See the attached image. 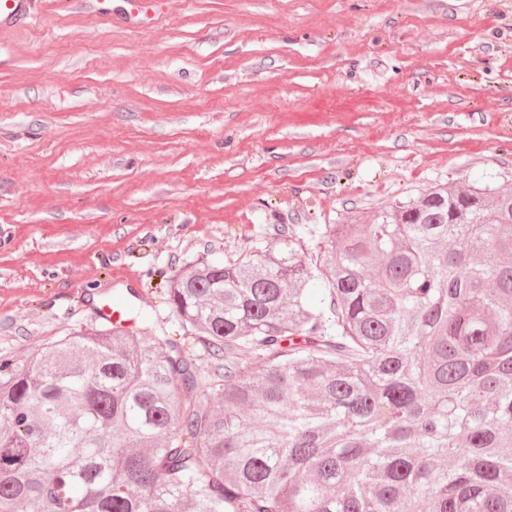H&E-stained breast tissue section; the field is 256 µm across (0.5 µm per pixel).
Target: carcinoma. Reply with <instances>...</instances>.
I'll list each match as a JSON object with an SVG mask.
<instances>
[{"mask_svg":"<svg viewBox=\"0 0 512 512\" xmlns=\"http://www.w3.org/2000/svg\"><path fill=\"white\" fill-rule=\"evenodd\" d=\"M323 252V306L293 240L170 281L215 407L116 324L1 361L0 512H512V193L436 186ZM184 356L200 373L201 379H199V385L201 386V391H210L208 384L209 377L214 371L215 363H217L215 356H213L210 350L205 347L204 343L199 340L191 346L186 347Z\"/></svg>","mask_w":512,"mask_h":512,"instance_id":"obj_1","label":"carcinoma"}]
</instances>
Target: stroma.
<instances>
[{"mask_svg":"<svg viewBox=\"0 0 512 512\" xmlns=\"http://www.w3.org/2000/svg\"><path fill=\"white\" fill-rule=\"evenodd\" d=\"M150 28L34 0L0 29V358L120 297L435 185L512 190V0H161Z\"/></svg>","mask_w":512,"mask_h":512,"instance_id":"35a3bbf8","label":"stroma"}]
</instances>
